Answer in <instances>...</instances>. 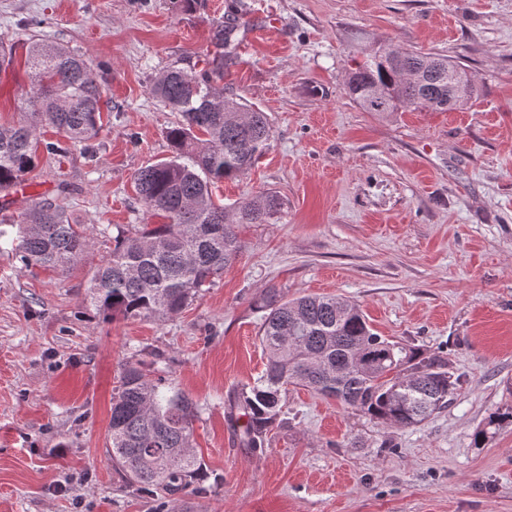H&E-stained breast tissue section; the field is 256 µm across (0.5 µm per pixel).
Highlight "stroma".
<instances>
[{
  "label": "stroma",
  "mask_w": 512,
  "mask_h": 512,
  "mask_svg": "<svg viewBox=\"0 0 512 512\" xmlns=\"http://www.w3.org/2000/svg\"><path fill=\"white\" fill-rule=\"evenodd\" d=\"M233 26L225 95L266 112L271 146L226 205L274 191L284 214L242 224L239 260L169 319H102L87 304L118 231L151 223L133 174L170 154L176 113L151 93L169 67L199 69L212 24ZM44 33L100 67L103 128L92 144L40 156L18 214L65 192L92 230L70 268L24 266L0 231V512H152L112 464V394L134 355H161L170 388L198 406L193 449L217 488L168 512H512V0H0V122L30 95L26 44ZM461 62L478 90L464 110L363 111L344 90L354 35ZM288 297L336 295L375 332L443 352L461 378L448 407L395 430L289 387L262 451L240 447L224 400L261 375L260 315Z\"/></svg>",
  "instance_id": "35a3bbf8"
}]
</instances>
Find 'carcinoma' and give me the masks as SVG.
<instances>
[{"mask_svg":"<svg viewBox=\"0 0 512 512\" xmlns=\"http://www.w3.org/2000/svg\"><path fill=\"white\" fill-rule=\"evenodd\" d=\"M233 32L213 31L217 51L192 74L172 67L151 92L178 113L167 131L172 155L134 176L146 213L166 219L133 235L119 232L112 252L98 265L87 302L104 316L166 319L185 309L243 251L235 227L269 224L284 203L261 192L241 206L215 203L213 185L246 175L269 148L267 115L242 99L224 95V42ZM31 92L13 125H0V188L19 184L37 165L39 151L60 155L67 144L85 143L102 128L103 87L75 48L39 36L27 45ZM346 91L366 112L413 108L464 109L477 96L470 82L448 94L446 56L422 54L391 43L367 42L353 57ZM48 126L60 138L40 140ZM16 250L26 266L63 270L90 246V228L69 221L65 199L44 197L14 220ZM261 313L259 341L265 369L253 384L225 400V420L240 444L253 451L282 412L287 386L333 398L370 420L394 428L416 427L448 407L460 378L437 353L392 342L374 332L359 308L338 296L287 297L276 287L254 300ZM160 359L128 361L112 396L109 452L127 479L164 512L165 498L202 494L204 462L191 451L197 405L156 376ZM512 423V408L490 416L475 435Z\"/></svg>","mask_w":512,"mask_h":512,"instance_id":"carcinoma-1","label":"carcinoma"}]
</instances>
